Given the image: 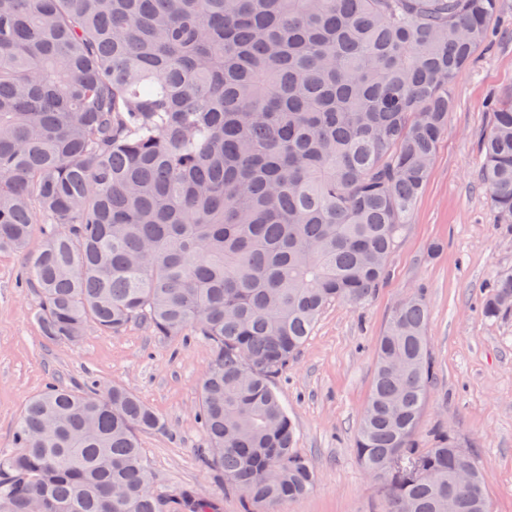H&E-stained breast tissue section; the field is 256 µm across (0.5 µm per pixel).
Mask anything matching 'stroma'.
<instances>
[{
  "label": "stroma",
  "instance_id": "obj_1",
  "mask_svg": "<svg viewBox=\"0 0 512 512\" xmlns=\"http://www.w3.org/2000/svg\"><path fill=\"white\" fill-rule=\"evenodd\" d=\"M479 47L453 86L448 132L418 196L409 226L388 260L384 284L362 305L326 307L274 387L296 428L295 448L315 472L312 492L273 512H380V480L354 447L376 365L375 344L406 297L422 294L435 376L415 444L453 434L488 476L491 512H512V315L481 314L485 287L512 271V228L497 223L480 173L479 138L489 128V97H512V0H499ZM21 255L0 253V452L13 449L15 422L48 382L92 379L135 391L165 428L142 434L150 492L173 512L197 493L218 512H242L220 473L204 467L207 438L196 418L212 358L207 341L156 335L141 324L117 335L88 327L74 343L42 336L36 293L19 282Z\"/></svg>",
  "mask_w": 512,
  "mask_h": 512
}]
</instances>
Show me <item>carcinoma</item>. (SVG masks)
Listing matches in <instances>:
<instances>
[{
  "instance_id": "obj_1",
  "label": "carcinoma",
  "mask_w": 512,
  "mask_h": 512,
  "mask_svg": "<svg viewBox=\"0 0 512 512\" xmlns=\"http://www.w3.org/2000/svg\"><path fill=\"white\" fill-rule=\"evenodd\" d=\"M498 2L0 0V252L24 254L49 340L139 323L210 344L205 463L244 506L311 491L273 379L326 306L386 278ZM487 110L482 180L512 226V98ZM481 313H512V273ZM427 323L407 297L378 338L358 458L383 512H490L453 438L415 447ZM162 429L126 387H46L0 453V512H161L139 436Z\"/></svg>"
}]
</instances>
